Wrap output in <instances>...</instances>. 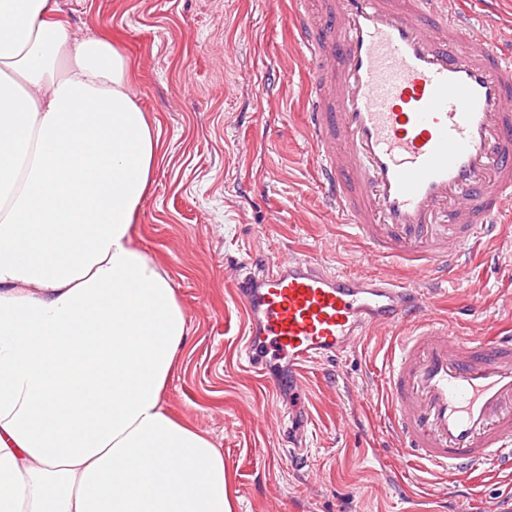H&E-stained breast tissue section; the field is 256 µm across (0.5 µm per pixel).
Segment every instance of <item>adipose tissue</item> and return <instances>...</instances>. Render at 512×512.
Masks as SVG:
<instances>
[{
    "label": "adipose tissue",
    "mask_w": 512,
    "mask_h": 512,
    "mask_svg": "<svg viewBox=\"0 0 512 512\" xmlns=\"http://www.w3.org/2000/svg\"><path fill=\"white\" fill-rule=\"evenodd\" d=\"M57 12L0 0V512H232L164 403L189 323L134 243L158 134L111 39Z\"/></svg>",
    "instance_id": "ef3b65f1"
}]
</instances>
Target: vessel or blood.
Wrapping results in <instances>:
<instances>
[{"label": "vessel or blood", "mask_w": 512, "mask_h": 512, "mask_svg": "<svg viewBox=\"0 0 512 512\" xmlns=\"http://www.w3.org/2000/svg\"><path fill=\"white\" fill-rule=\"evenodd\" d=\"M289 24L314 63L303 136L326 209L367 250L356 271L244 260L246 360L300 371L394 330L385 428L399 451L452 480L512 470V333L449 332L426 286L497 240L512 208V52L466 0H294ZM387 259L413 276L371 272Z\"/></svg>", "instance_id": "b4317fda"}]
</instances>
